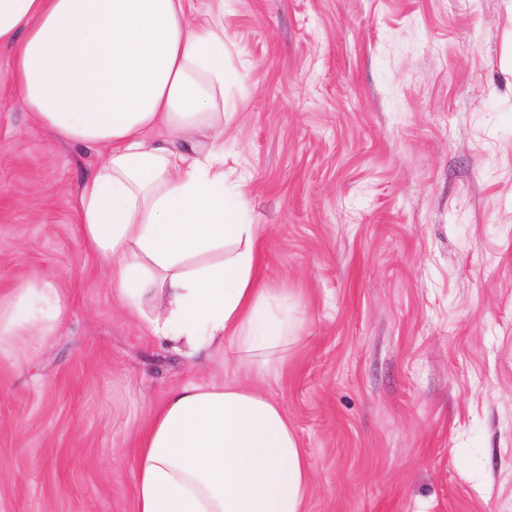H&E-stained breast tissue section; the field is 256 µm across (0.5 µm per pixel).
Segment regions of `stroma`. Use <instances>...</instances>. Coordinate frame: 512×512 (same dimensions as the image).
<instances>
[{
    "instance_id": "35a3bbf8",
    "label": "stroma",
    "mask_w": 512,
    "mask_h": 512,
    "mask_svg": "<svg viewBox=\"0 0 512 512\" xmlns=\"http://www.w3.org/2000/svg\"><path fill=\"white\" fill-rule=\"evenodd\" d=\"M224 31V173L296 326L263 390L306 512H512V0H188ZM0 49V296L67 316L0 361V512H134L173 387L221 375L152 340L82 244L104 155L25 112Z\"/></svg>"
}]
</instances>
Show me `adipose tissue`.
<instances>
[{
    "label": "adipose tissue",
    "instance_id": "obj_1",
    "mask_svg": "<svg viewBox=\"0 0 512 512\" xmlns=\"http://www.w3.org/2000/svg\"><path fill=\"white\" fill-rule=\"evenodd\" d=\"M25 111L104 150L76 199L85 249L150 336L228 375L170 390L138 437L134 512H305L311 475L286 411L255 383L291 337L257 278V227L224 185V32L186 0H0V47ZM164 127L165 138L149 133ZM206 138L203 157L179 143ZM66 310L52 286L0 298V360L21 362Z\"/></svg>",
    "mask_w": 512,
    "mask_h": 512
}]
</instances>
